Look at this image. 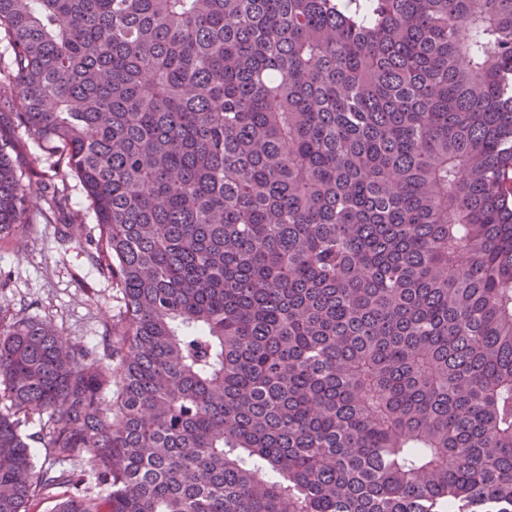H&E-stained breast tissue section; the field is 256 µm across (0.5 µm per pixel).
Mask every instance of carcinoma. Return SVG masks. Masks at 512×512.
Returning a JSON list of instances; mask_svg holds the SVG:
<instances>
[{
    "label": "carcinoma",
    "mask_w": 512,
    "mask_h": 512,
    "mask_svg": "<svg viewBox=\"0 0 512 512\" xmlns=\"http://www.w3.org/2000/svg\"><path fill=\"white\" fill-rule=\"evenodd\" d=\"M0 37L124 300L103 357L0 324V512H512V0H0Z\"/></svg>",
    "instance_id": "cac0c4a2"
}]
</instances>
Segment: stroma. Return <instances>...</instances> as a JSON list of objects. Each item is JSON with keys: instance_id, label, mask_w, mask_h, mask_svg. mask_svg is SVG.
<instances>
[{"instance_id": "stroma-1", "label": "stroma", "mask_w": 512, "mask_h": 512, "mask_svg": "<svg viewBox=\"0 0 512 512\" xmlns=\"http://www.w3.org/2000/svg\"><path fill=\"white\" fill-rule=\"evenodd\" d=\"M0 133L11 143L29 217L20 238L0 239V322H44L72 345L103 350L122 309L118 290L91 259L96 229L84 193L56 157L39 151L14 122L0 123ZM46 184L67 195L66 212L43 192ZM68 223L79 225L80 233L64 242L60 229Z\"/></svg>"}]
</instances>
